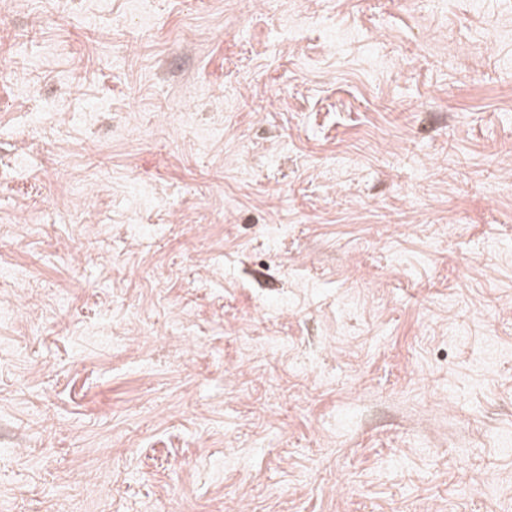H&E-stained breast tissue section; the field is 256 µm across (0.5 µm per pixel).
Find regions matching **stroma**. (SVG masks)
I'll use <instances>...</instances> for the list:
<instances>
[{"mask_svg": "<svg viewBox=\"0 0 512 512\" xmlns=\"http://www.w3.org/2000/svg\"><path fill=\"white\" fill-rule=\"evenodd\" d=\"M1 268L15 512H512V0H0Z\"/></svg>", "mask_w": 512, "mask_h": 512, "instance_id": "35a3bbf8", "label": "stroma"}]
</instances>
